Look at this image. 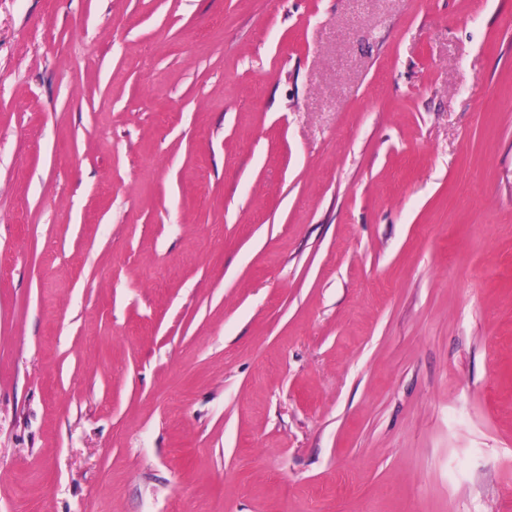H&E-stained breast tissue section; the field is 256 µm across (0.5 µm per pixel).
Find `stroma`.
<instances>
[{
    "mask_svg": "<svg viewBox=\"0 0 512 512\" xmlns=\"http://www.w3.org/2000/svg\"><path fill=\"white\" fill-rule=\"evenodd\" d=\"M512 512V0H0V512Z\"/></svg>",
    "mask_w": 512,
    "mask_h": 512,
    "instance_id": "1",
    "label": "stroma"
}]
</instances>
